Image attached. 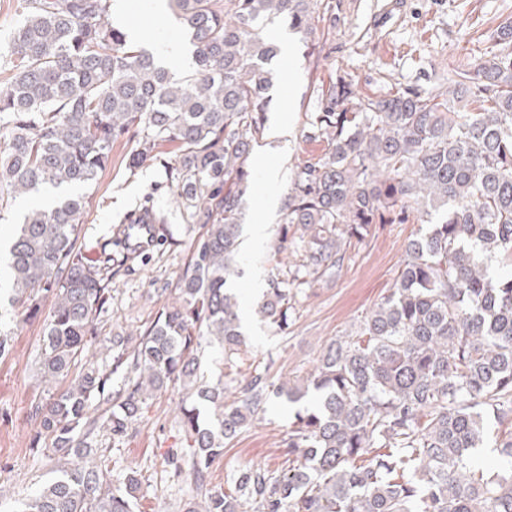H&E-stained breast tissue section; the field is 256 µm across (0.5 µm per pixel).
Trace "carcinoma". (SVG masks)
<instances>
[{
    "label": "carcinoma",
    "instance_id": "obj_1",
    "mask_svg": "<svg viewBox=\"0 0 512 512\" xmlns=\"http://www.w3.org/2000/svg\"><path fill=\"white\" fill-rule=\"evenodd\" d=\"M170 2L195 47L194 69L178 80L109 22L110 0H24L12 38L0 195L55 192L26 210L8 262L13 304L37 313L52 297L44 381L68 377L112 299L110 268L85 263L77 248V190L96 183L118 139L136 142L133 169L177 145L168 178L202 228L136 343L110 338L112 367L85 362L35 407L36 441L64 463L17 512H136L139 472L116 486L92 462L101 417L90 404L105 406L120 438L153 394L176 384L186 391L184 512H512V273L488 264L499 256L512 266V21L491 33L498 52L451 71L448 95L363 96L343 75L322 89L310 126L325 153L297 166L255 314L285 332L307 290L339 277L377 225L429 230L408 240L393 288L356 330L328 343L306 376L277 384L244 342L231 285L249 161L266 128L265 64L277 53L260 24L281 18L305 33L330 5ZM283 253L293 260L282 263ZM214 341L224 361L216 383L199 356ZM116 374L123 384L112 390ZM311 391L318 405L295 413L284 467L242 465L227 477L230 493L207 486L224 446L271 397L298 402ZM482 449L491 461H474Z\"/></svg>",
    "mask_w": 512,
    "mask_h": 512
}]
</instances>
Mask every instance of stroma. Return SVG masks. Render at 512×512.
<instances>
[{"instance_id": "35a3bbf8", "label": "stroma", "mask_w": 512, "mask_h": 512, "mask_svg": "<svg viewBox=\"0 0 512 512\" xmlns=\"http://www.w3.org/2000/svg\"><path fill=\"white\" fill-rule=\"evenodd\" d=\"M127 29L148 33L156 50L186 42L172 12L156 15L152 0H126ZM323 22L308 34H293L287 22L266 26L275 44L290 40L269 69L272 86L266 114L268 125L288 121L290 134L281 139L263 136L252 160L266 159L281 169L277 185H269L254 170V190L243 201L242 224L267 221L268 235L281 223L280 208L265 211L269 197L284 199L295 178L297 164L322 155V142L310 139L309 120L318 111V88L335 75H348L366 95L387 96L410 88L421 92L447 90L448 72L463 62H475L497 44L491 32L512 20V0H329ZM24 18L22 0H0V84L10 75V43ZM133 144L119 139L97 182L86 191L81 215V251L87 259L100 256V246L112 243V303L95 322L98 336L88 357L99 365L112 363L110 339L135 333L153 320L163 289L172 287L184 268L187 248L199 227L175 201L164 166L176 152L166 145L157 159L140 169L129 167ZM159 212L175 239L174 245L155 247L142 258L117 246L122 230L141 209ZM419 224H384L362 245L335 281L309 292L297 308L288 332L259 320L246 331L250 348L272 357V379L304 374L327 343L354 331L393 287L405 244L422 232ZM51 309L43 301L39 315L25 317L10 302L5 275H0V336L9 352L0 358V512H15L19 502L52 477L57 459L34 446L37 424L32 408L46 395L38 377L43 328ZM184 392L169 388L151 401L122 439L100 431L97 445L104 451L112 481L129 469L142 475L144 496L137 512H183L188 498L184 481L174 475L173 450L183 447L184 433L177 408ZM296 407L286 398H272L260 421L224 449L209 469L208 482L224 486L228 472L244 464L280 468L285 461L282 436Z\"/></svg>"}]
</instances>
